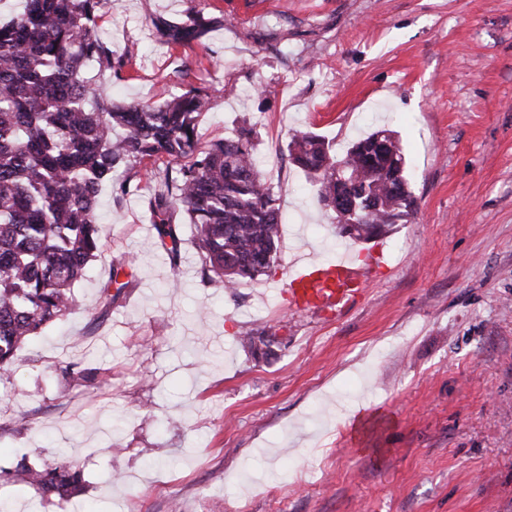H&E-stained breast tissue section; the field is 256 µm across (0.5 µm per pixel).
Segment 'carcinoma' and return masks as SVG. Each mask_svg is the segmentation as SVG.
Masks as SVG:
<instances>
[{"mask_svg":"<svg viewBox=\"0 0 512 512\" xmlns=\"http://www.w3.org/2000/svg\"><path fill=\"white\" fill-rule=\"evenodd\" d=\"M108 2L22 0L19 13L0 20V376L72 305L75 284L101 248L99 192L121 167L150 163L149 209L172 262L180 255L178 210L194 228L204 270L228 291L270 275L280 260V208L254 159L253 129L204 145L199 118L212 101L199 89L160 105L117 103L88 75L91 67L103 75L124 66L97 35ZM153 25L171 46H188L209 30L200 15L158 16ZM288 155L317 187L340 235L372 240L415 211L403 149L390 130L371 133L341 157L318 135L298 132ZM127 265L113 263L104 308L126 287L117 277ZM240 341L256 356L275 337L246 332ZM15 472L64 502L83 488L81 470L68 460L38 469L23 455Z\"/></svg>","mask_w":512,"mask_h":512,"instance_id":"1","label":"carcinoma"}]
</instances>
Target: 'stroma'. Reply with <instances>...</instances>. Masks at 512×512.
<instances>
[{"label": "stroma", "mask_w": 512, "mask_h": 512, "mask_svg": "<svg viewBox=\"0 0 512 512\" xmlns=\"http://www.w3.org/2000/svg\"><path fill=\"white\" fill-rule=\"evenodd\" d=\"M196 14L213 21L201 41L156 37L153 17ZM98 35L125 62L99 79L113 99L194 86L213 101L202 143L253 128L280 262L225 291L181 216L171 264L148 178L103 187L101 253L0 377V497L14 512H512V0H112ZM379 129L403 146L416 211L363 243L361 303L291 311L293 254L330 261L340 239L288 144L310 131L341 154ZM120 258L134 276L106 310ZM248 330L275 336L267 355L241 345ZM20 456L76 462L78 504L21 482Z\"/></svg>", "instance_id": "obj_1"}]
</instances>
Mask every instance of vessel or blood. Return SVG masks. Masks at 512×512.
<instances>
[{
  "mask_svg": "<svg viewBox=\"0 0 512 512\" xmlns=\"http://www.w3.org/2000/svg\"><path fill=\"white\" fill-rule=\"evenodd\" d=\"M365 290V281L347 256L323 262L299 254L289 262V286L283 298L295 311L332 314L348 309Z\"/></svg>",
  "mask_w": 512,
  "mask_h": 512,
  "instance_id": "obj_1",
  "label": "vessel or blood"
}]
</instances>
